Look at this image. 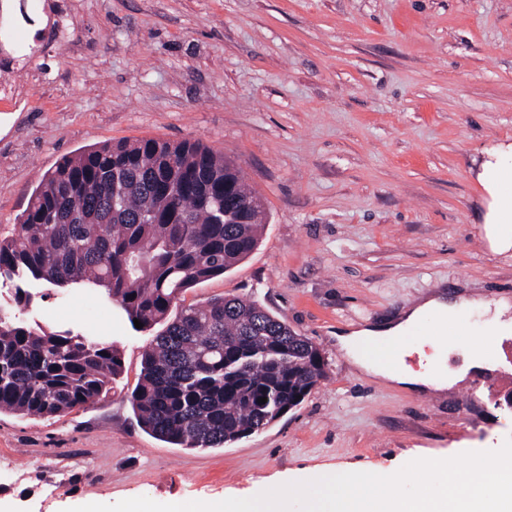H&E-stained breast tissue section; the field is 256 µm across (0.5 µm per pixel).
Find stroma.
I'll list each match as a JSON object with an SVG mask.
<instances>
[{"label": "stroma", "instance_id": "stroma-1", "mask_svg": "<svg viewBox=\"0 0 512 512\" xmlns=\"http://www.w3.org/2000/svg\"><path fill=\"white\" fill-rule=\"evenodd\" d=\"M43 35L0 36L26 101L0 100V229L64 156L125 139L202 141L234 159L265 221L238 265L182 293L257 302L311 339L325 377L224 448H174L128 396L148 333L98 291L35 287L21 319L114 342L122 372L58 417L0 413V512L146 496L248 498L338 468L495 450L512 436V363L492 389L419 393L359 374L336 328L434 289L512 297L470 174L512 142V0H37Z\"/></svg>", "mask_w": 512, "mask_h": 512}]
</instances>
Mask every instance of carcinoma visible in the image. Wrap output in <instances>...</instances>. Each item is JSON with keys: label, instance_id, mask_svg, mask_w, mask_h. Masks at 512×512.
I'll list each match as a JSON object with an SVG mask.
<instances>
[{"label": "carcinoma", "instance_id": "carcinoma-1", "mask_svg": "<svg viewBox=\"0 0 512 512\" xmlns=\"http://www.w3.org/2000/svg\"><path fill=\"white\" fill-rule=\"evenodd\" d=\"M264 219L237 167L198 141L106 143L42 177L0 234V277L18 281L19 311L29 285L82 286L143 329L162 326L129 396L137 422L179 448H224L300 405L325 375L318 347L252 301L171 314L183 291L253 250ZM121 371L114 343L48 333L0 308V411L59 416L100 398Z\"/></svg>", "mask_w": 512, "mask_h": 512}]
</instances>
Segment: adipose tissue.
I'll return each mask as SVG.
<instances>
[{
  "label": "adipose tissue",
  "instance_id": "1",
  "mask_svg": "<svg viewBox=\"0 0 512 512\" xmlns=\"http://www.w3.org/2000/svg\"><path fill=\"white\" fill-rule=\"evenodd\" d=\"M481 154L482 158L474 168L473 176L482 191L481 222L484 238L492 254L508 255L512 253V143L490 144L482 149ZM468 309L491 311L492 316L486 325V338L504 336L512 331V322L506 319L507 314L512 312V298L501 296L489 301L472 293H460L449 298L444 292L436 291L406 308L396 319L377 326L337 332L336 344L345 351L357 371L380 380L386 386L420 392L442 390L462 381L470 370L484 366L481 346L471 347L462 369L441 375L434 373L433 366L440 360L448 344L429 336L421 337L419 344L431 347L433 353L427 356L425 365L418 370L404 364L396 368L389 366L357 353L356 347L362 343L371 345L396 340L410 327L425 319H453Z\"/></svg>",
  "mask_w": 512,
  "mask_h": 512
}]
</instances>
